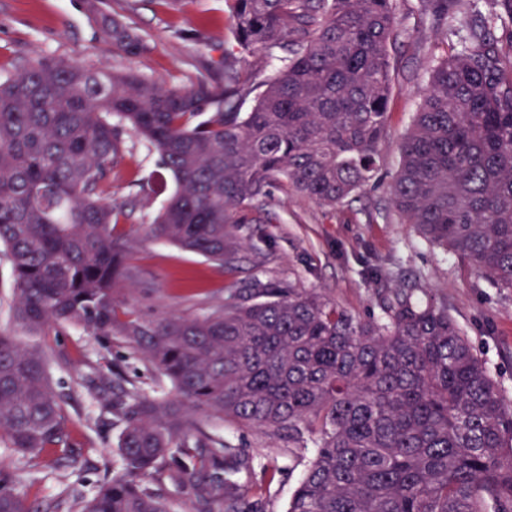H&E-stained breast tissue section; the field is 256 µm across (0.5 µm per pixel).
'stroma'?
<instances>
[{"mask_svg":"<svg viewBox=\"0 0 512 512\" xmlns=\"http://www.w3.org/2000/svg\"><path fill=\"white\" fill-rule=\"evenodd\" d=\"M399 34L389 48L391 95L380 143L382 185L329 212L273 185L263 209L273 222L242 224L237 252L226 264L152 239L148 215L174 188L156 152L125 134L128 152L110 178L109 195L128 218L118 229L129 241L123 280V309L148 319L161 311L201 315L226 305L246 283L292 282L314 288L341 307L366 314L378 292L413 288L444 301L499 391L512 402V290L500 291L454 255L430 244L405 223L391 204L386 182L399 164V144L412 125L430 70L443 57L468 46L464 19H491L495 0H454L445 18L421 9L419 0H394ZM122 15L143 36L144 52L115 51L109 34L113 15ZM229 0H0V77L21 74L37 56L77 59L109 70L132 68L168 88L187 91L210 73L224 80V57L232 55L242 74L264 81L275 57L244 51L231 31ZM38 343L49 357V376L64 401L67 447L79 466L36 469L32 461L0 446V467L14 475L13 493L32 512L59 503L76 512L120 469L117 445L123 423L114 405L137 392L175 398L170 380L122 337L90 336L76 326L59 327ZM189 431L201 430L230 448L253 455L255 469L274 465L281 473L268 489L272 512H284L308 462L291 451L287 436L209 418L196 411Z\"/></svg>","mask_w":512,"mask_h":512,"instance_id":"35a3bbf8","label":"stroma"}]
</instances>
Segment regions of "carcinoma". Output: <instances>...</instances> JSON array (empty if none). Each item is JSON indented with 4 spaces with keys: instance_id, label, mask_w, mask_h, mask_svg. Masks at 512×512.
I'll return each mask as SVG.
<instances>
[{
    "instance_id": "obj_1",
    "label": "carcinoma",
    "mask_w": 512,
    "mask_h": 512,
    "mask_svg": "<svg viewBox=\"0 0 512 512\" xmlns=\"http://www.w3.org/2000/svg\"><path fill=\"white\" fill-rule=\"evenodd\" d=\"M393 0H234L245 50L282 51L266 81L202 78L171 90L129 69L38 56L0 79V252L10 311L28 336L60 326L118 335L169 377L187 407L272 431L312 457L285 512H512V406L448 306L406 288L360 317L293 283L253 281L203 316L119 318L127 217L107 194L125 158L119 128L147 141L175 189L148 233L222 262L233 224L270 222L252 203L277 182L331 211L376 176L391 94ZM437 64L400 146L390 199L431 244L512 290V61L483 21ZM127 54L143 38L112 18ZM256 93L253 107L240 111ZM40 346L0 331V442L50 467L66 447L63 399ZM120 471L78 512H171L162 470L189 512H269L276 468L245 494L227 448L192 436L181 407L133 395ZM0 469V512H30Z\"/></svg>"
}]
</instances>
